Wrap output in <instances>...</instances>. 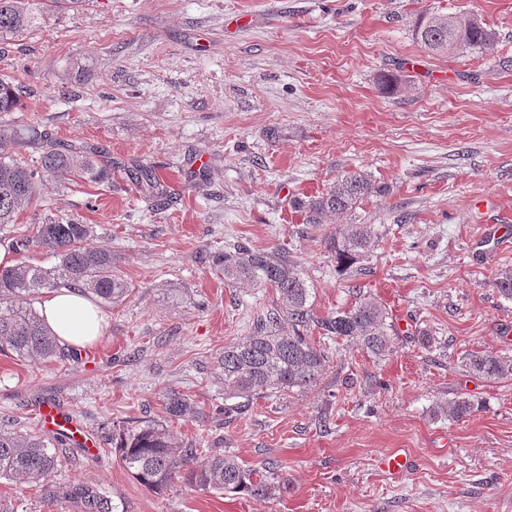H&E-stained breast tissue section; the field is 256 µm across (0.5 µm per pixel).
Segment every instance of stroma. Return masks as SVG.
I'll use <instances>...</instances> for the list:
<instances>
[{
    "label": "stroma",
    "mask_w": 512,
    "mask_h": 512,
    "mask_svg": "<svg viewBox=\"0 0 512 512\" xmlns=\"http://www.w3.org/2000/svg\"><path fill=\"white\" fill-rule=\"evenodd\" d=\"M426 11L477 14L496 41L428 53L412 34ZM0 78L23 91L1 124H36L112 166L105 183L43 182L0 238L48 215L79 220L132 285L103 304L93 363L0 354V426L54 439L36 415L51 402L92 442L71 448L57 482L98 486L122 512H512V381L462 363L512 354V302L492 286L512 269V242L497 241L512 234V0H81L0 41ZM142 167L167 204L132 180ZM357 170L386 194L304 224L296 201ZM346 224L376 237L342 269L324 240ZM241 240L303 270L316 317L376 299L395 333L389 355L326 341L317 385L225 419L215 359L278 303L212 272L209 253ZM167 388L200 410L171 422L180 443L209 441L250 468L276 462L269 496L131 477L112 427L163 420ZM461 397L478 411L434 415ZM394 451L414 461L400 479L379 467ZM0 503L71 510L6 479Z\"/></svg>",
    "instance_id": "stroma-1"
}]
</instances>
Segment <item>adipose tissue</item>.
<instances>
[{
  "mask_svg": "<svg viewBox=\"0 0 512 512\" xmlns=\"http://www.w3.org/2000/svg\"><path fill=\"white\" fill-rule=\"evenodd\" d=\"M47 327L61 345L84 349L96 344L105 333L106 318L92 295L78 288H62L41 303Z\"/></svg>",
  "mask_w": 512,
  "mask_h": 512,
  "instance_id": "obj_1",
  "label": "adipose tissue"
}]
</instances>
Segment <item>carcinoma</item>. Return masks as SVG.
I'll use <instances>...</instances> for the list:
<instances>
[{"mask_svg":"<svg viewBox=\"0 0 512 512\" xmlns=\"http://www.w3.org/2000/svg\"><path fill=\"white\" fill-rule=\"evenodd\" d=\"M81 0H44L38 8L29 0H0V39L18 37L44 22L45 17ZM415 39L433 53L467 55L489 48L493 32L470 13H423L413 29ZM15 85L0 80V113L15 112L21 106ZM34 140L40 144L37 164L13 155V147ZM108 170L88 153L66 149L47 138L33 125H0V231L14 223L16 214L33 204L36 185L45 180L79 184L100 183ZM386 187L363 171L347 172L336 178L325 193L297 201L306 213V223L319 224L328 214L343 215L364 201L380 197ZM34 235L16 239L14 248L27 250L32 244L45 249L55 259L51 267L18 264L0 268V353L27 361L67 360L75 352L59 345L44 326L34 303L44 291L61 287L86 288L100 300L117 304L130 294V283L114 266L112 249L89 248L93 226L69 217L48 219L34 225ZM375 238L372 224H345L326 239V248L336 261L346 266L371 247ZM212 269L226 283L247 282L256 288H272L279 305L276 314L257 323L242 341L224 347L217 366L224 376V398L250 401L268 391L313 387L326 371L328 357L308 336L310 326L331 339L356 343L366 354L381 358L392 347L388 313L371 298H363L345 310L316 318L312 310L314 288L305 273L276 251H258L239 242L212 256ZM496 293L512 301V270L505 269L493 280ZM288 321V329L278 323ZM465 367L472 374L490 380H512V355L507 352L471 353ZM163 409L171 421L199 409L189 395L167 390ZM475 408L470 399H458L441 412L462 419ZM126 471L145 487L161 491L184 476L201 491H246L253 496L268 493V481L259 472L241 465L237 459L198 441L185 446L175 441L170 429L147 423L112 434ZM207 456L201 466L194 460ZM58 452L44 439L30 434L0 430V479L25 483L39 489L46 501L65 500L74 512H120L119 505L99 488L86 483L62 484L55 480Z\"/></svg>","mask_w":512,"mask_h":512,"instance_id":"cac0c4a2","label":"carcinoma"}]
</instances>
